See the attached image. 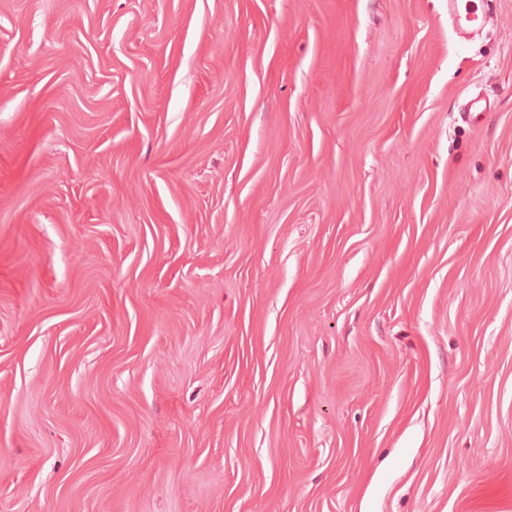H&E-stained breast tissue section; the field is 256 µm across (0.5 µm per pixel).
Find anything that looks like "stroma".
Wrapping results in <instances>:
<instances>
[{"instance_id":"1","label":"stroma","mask_w":512,"mask_h":512,"mask_svg":"<svg viewBox=\"0 0 512 512\" xmlns=\"http://www.w3.org/2000/svg\"><path fill=\"white\" fill-rule=\"evenodd\" d=\"M478 2L0 0V512H512ZM448 13L457 21L456 31L463 34L465 31L459 24V18H469L471 23L484 22L483 14L478 10V6L472 0H448Z\"/></svg>"}]
</instances>
